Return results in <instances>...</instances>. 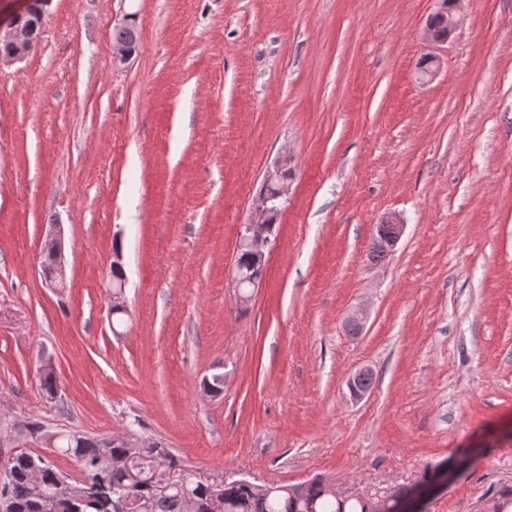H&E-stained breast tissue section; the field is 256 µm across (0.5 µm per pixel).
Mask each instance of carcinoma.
<instances>
[{
    "label": "carcinoma",
    "mask_w": 512,
    "mask_h": 512,
    "mask_svg": "<svg viewBox=\"0 0 512 512\" xmlns=\"http://www.w3.org/2000/svg\"><path fill=\"white\" fill-rule=\"evenodd\" d=\"M237 261L259 276L264 273V261L250 250L241 251ZM57 442L59 452L78 462L82 477L62 487L59 478L63 472L52 461L20 452L8 461L0 476V487L10 496L11 512H208L214 485L207 481L192 480L185 487L160 493L130 486L124 472L113 466L94 467L102 458L113 462L144 453L159 455L165 452L163 448H141L123 441L108 443L84 435L75 441L62 435ZM287 489L280 485L257 491L241 478H229L220 485L224 512H366L363 498L340 502L326 492L322 478L301 483L293 495Z\"/></svg>",
    "instance_id": "cac0c4a2"
}]
</instances>
